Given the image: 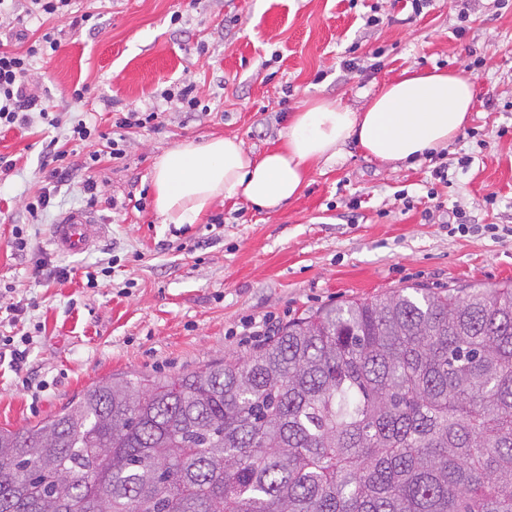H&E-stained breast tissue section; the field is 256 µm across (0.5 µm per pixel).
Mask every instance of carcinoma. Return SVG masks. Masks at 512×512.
<instances>
[{
	"label": "carcinoma",
	"instance_id": "carcinoma-1",
	"mask_svg": "<svg viewBox=\"0 0 512 512\" xmlns=\"http://www.w3.org/2000/svg\"><path fill=\"white\" fill-rule=\"evenodd\" d=\"M0 512H512V285L326 308L0 429Z\"/></svg>",
	"mask_w": 512,
	"mask_h": 512
}]
</instances>
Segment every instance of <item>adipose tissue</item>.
<instances>
[{
  "label": "adipose tissue",
  "mask_w": 512,
  "mask_h": 512,
  "mask_svg": "<svg viewBox=\"0 0 512 512\" xmlns=\"http://www.w3.org/2000/svg\"><path fill=\"white\" fill-rule=\"evenodd\" d=\"M474 84L461 72L409 68L361 110L320 100L292 114L280 148L257 156L234 136L189 141L154 163L157 212L167 224L201 221L219 199L273 209L297 198L314 165L336 159L348 141L383 163H415L447 147L473 108Z\"/></svg>",
  "instance_id": "obj_1"
}]
</instances>
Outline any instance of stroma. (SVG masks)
Listing matches in <instances>:
<instances>
[{"label":"stroma","mask_w":512,"mask_h":512,"mask_svg":"<svg viewBox=\"0 0 512 512\" xmlns=\"http://www.w3.org/2000/svg\"><path fill=\"white\" fill-rule=\"evenodd\" d=\"M373 9L381 22L369 27ZM86 14L92 24L80 23ZM27 27L61 43L34 67L42 104L62 123L0 128V156L13 162L0 172V307L22 308L17 320L0 321V337L31 334L36 371L31 379L0 359V428L50 418L103 378L174 377L252 354L259 343L239 333L249 318L272 315L282 328L402 288L512 282V237L481 230L512 226V0H435L417 17L405 0H70ZM407 68L463 71L474 81L470 120L441 153L393 167L351 142L314 166L282 208L227 199L200 223H163L152 176L167 149L229 135L263 154L304 101L357 111ZM186 79L204 111L170 109L159 133L123 130L125 155L110 159L114 113L158 101ZM82 85L84 99L72 100ZM79 119L99 138L68 141ZM52 138L74 167L58 186L42 164ZM441 166L444 184L432 177ZM88 176L97 184L92 208ZM45 190L51 205L31 222L27 205ZM85 209L104 235L85 252H59L53 225ZM457 209L476 232L449 233ZM17 228L29 239L22 252L11 248ZM106 262L110 272L99 273ZM55 267L66 278L50 277Z\"/></svg>","instance_id":"stroma-1"}]
</instances>
